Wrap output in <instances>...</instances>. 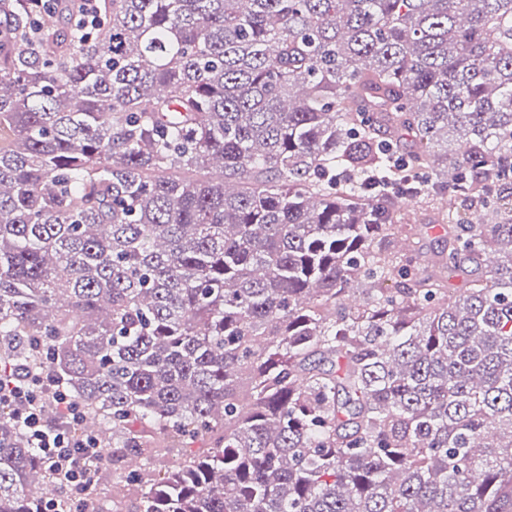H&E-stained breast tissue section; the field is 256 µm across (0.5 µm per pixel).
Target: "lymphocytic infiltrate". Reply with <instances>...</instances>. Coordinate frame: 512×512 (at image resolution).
<instances>
[{"mask_svg": "<svg viewBox=\"0 0 512 512\" xmlns=\"http://www.w3.org/2000/svg\"><path fill=\"white\" fill-rule=\"evenodd\" d=\"M48 398L67 418L79 421L80 411L58 378L18 371L8 380L0 379V409H10L13 419L24 426L32 447L54 468L60 494L72 504L70 512H86L85 464L99 456L101 449L93 437L74 435L49 422L43 413V403Z\"/></svg>", "mask_w": 512, "mask_h": 512, "instance_id": "lymphocytic-infiltrate-1", "label": "lymphocytic infiltrate"}]
</instances>
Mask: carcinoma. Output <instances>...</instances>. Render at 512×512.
<instances>
[{"label": "carcinoma", "instance_id": "cac0c4a2", "mask_svg": "<svg viewBox=\"0 0 512 512\" xmlns=\"http://www.w3.org/2000/svg\"><path fill=\"white\" fill-rule=\"evenodd\" d=\"M50 3L0 0V367L189 449L138 512H512V0ZM394 186L491 221L398 252ZM35 476L0 413V512Z\"/></svg>", "mask_w": 512, "mask_h": 512}]
</instances>
